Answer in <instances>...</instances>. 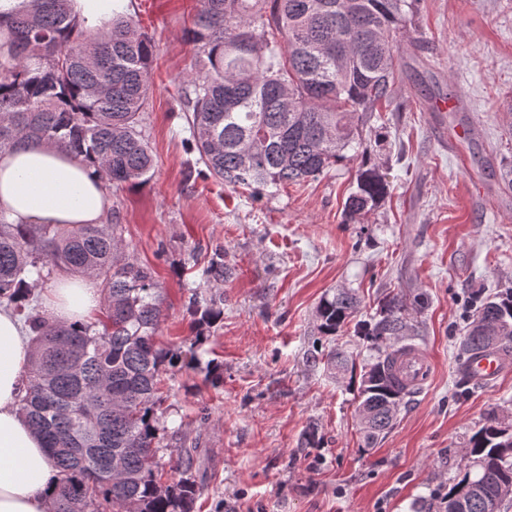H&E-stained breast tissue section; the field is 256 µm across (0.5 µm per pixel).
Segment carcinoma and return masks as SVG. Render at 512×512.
Listing matches in <instances>:
<instances>
[{"instance_id": "1", "label": "carcinoma", "mask_w": 512, "mask_h": 512, "mask_svg": "<svg viewBox=\"0 0 512 512\" xmlns=\"http://www.w3.org/2000/svg\"><path fill=\"white\" fill-rule=\"evenodd\" d=\"M407 0H202L188 31L195 72L182 91L191 136L208 173L233 187L281 189L315 180L358 144L354 119L390 101ZM0 150L54 142L94 167L105 185L138 187L154 160L142 131L155 44L125 13L88 27L72 0H20L0 14ZM379 169L362 162L345 216L373 209L389 194ZM91 276L102 286V317L65 325L29 304L32 288L54 267ZM0 300L23 314L35 347L20 412L44 437L60 480L51 512H193L202 487L192 477L193 449L182 448V477L162 481L155 421L160 373L180 358L155 335L162 320L153 271L122 253L115 231L100 224L69 230L12 224L0 215ZM463 340L471 357L496 349L512 355V288L476 297ZM224 300L192 291L188 308L202 323L220 316ZM351 290L324 296L319 329L334 335L356 313ZM407 324L402 306L384 300L356 323L376 352L364 369L360 406L372 444L414 394L397 379L395 340ZM341 373L349 357L321 359ZM122 458L112 472L109 460ZM463 476L439 497L449 512H501L512 487V426L491 412L470 437Z\"/></svg>"}]
</instances>
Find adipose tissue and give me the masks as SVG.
I'll return each instance as SVG.
<instances>
[{
  "label": "adipose tissue",
  "instance_id": "adipose-tissue-1",
  "mask_svg": "<svg viewBox=\"0 0 512 512\" xmlns=\"http://www.w3.org/2000/svg\"><path fill=\"white\" fill-rule=\"evenodd\" d=\"M109 199L94 168L53 144L0 151V214L14 224L102 223ZM54 322L91 319L100 295L85 277L60 275L45 295ZM32 343L18 316L0 308V512H49L59 481L41 436L19 412Z\"/></svg>",
  "mask_w": 512,
  "mask_h": 512
}]
</instances>
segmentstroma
<instances>
[{
	"instance_id": "obj_1",
	"label": "stroma",
	"mask_w": 512,
	"mask_h": 512,
	"mask_svg": "<svg viewBox=\"0 0 512 512\" xmlns=\"http://www.w3.org/2000/svg\"><path fill=\"white\" fill-rule=\"evenodd\" d=\"M199 8L127 0L156 46L144 114L154 170L144 186L109 187L105 216L155 273L157 342L192 359L160 375L165 478L178 480L176 450L193 444L194 512H413L458 480L489 411L512 421V373L465 385L459 362L470 297L512 288V189L501 180L512 167V0H419L391 103L363 126L366 159L270 195L202 174L183 147L181 91L196 59L186 34ZM365 160L390 193L350 224L344 202ZM218 248L233 274L222 314L201 327L189 291H209L202 270ZM343 288L358 293L361 319L397 298L433 367L370 447L359 378L308 362L334 347L360 367L369 356L353 324L317 329L321 298ZM311 428L320 446L305 444Z\"/></svg>"
}]
</instances>
